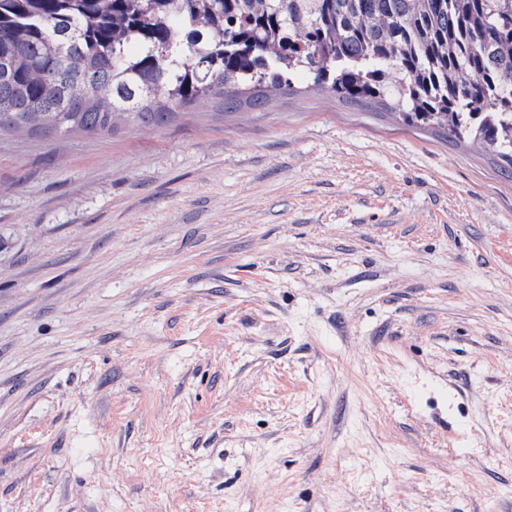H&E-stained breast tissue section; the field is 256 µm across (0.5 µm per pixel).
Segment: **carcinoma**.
<instances>
[{
    "label": "carcinoma",
    "instance_id": "carcinoma-1",
    "mask_svg": "<svg viewBox=\"0 0 512 512\" xmlns=\"http://www.w3.org/2000/svg\"><path fill=\"white\" fill-rule=\"evenodd\" d=\"M0 133L158 130L306 88L490 154L512 181V0H0Z\"/></svg>",
    "mask_w": 512,
    "mask_h": 512
}]
</instances>
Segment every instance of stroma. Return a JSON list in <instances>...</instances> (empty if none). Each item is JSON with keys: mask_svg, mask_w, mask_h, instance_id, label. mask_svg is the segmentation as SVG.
I'll list each match as a JSON object with an SVG mask.
<instances>
[{"mask_svg": "<svg viewBox=\"0 0 512 512\" xmlns=\"http://www.w3.org/2000/svg\"><path fill=\"white\" fill-rule=\"evenodd\" d=\"M0 512H512V181L311 91L0 136Z\"/></svg>", "mask_w": 512, "mask_h": 512, "instance_id": "35a3bbf8", "label": "stroma"}]
</instances>
